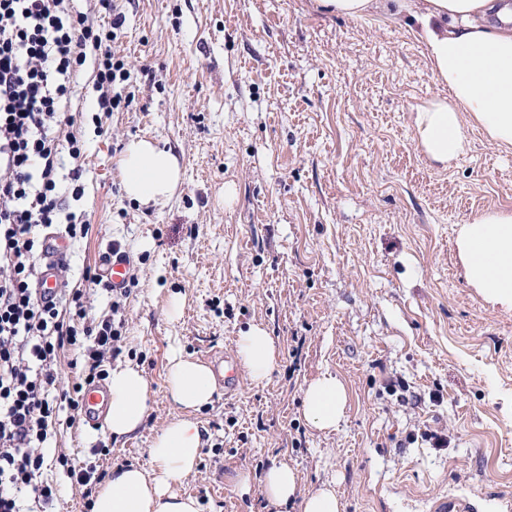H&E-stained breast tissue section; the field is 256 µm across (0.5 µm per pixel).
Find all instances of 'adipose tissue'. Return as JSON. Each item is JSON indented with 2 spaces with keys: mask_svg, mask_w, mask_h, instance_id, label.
Wrapping results in <instances>:
<instances>
[{
  "mask_svg": "<svg viewBox=\"0 0 512 512\" xmlns=\"http://www.w3.org/2000/svg\"><path fill=\"white\" fill-rule=\"evenodd\" d=\"M349 18L383 15L408 17L422 29L426 57L435 80L447 87L413 112L415 141L432 160L448 165L469 150L466 123L483 129L500 147L512 149V0H317ZM126 196L142 205H159L175 191L181 169L172 151L149 140H134L121 159ZM458 249L469 283L491 301L512 308V210L492 209L463 224ZM237 354L253 381L268 378L278 363L274 339L260 325L237 341ZM166 391L181 416L153 440L151 468L113 470L93 496L91 512H201L199 502L175 492L195 468L203 446L196 423L184 410L211 404L217 390L210 367L181 354L170 359ZM107 413L113 436L142 424L152 390L138 367L119 366L109 378ZM347 391L333 374L310 382L303 391V416L315 429H335L345 414ZM263 485L278 507L300 512H340L335 488L324 486L298 497V479L288 462L272 464Z\"/></svg>",
  "mask_w": 512,
  "mask_h": 512,
  "instance_id": "adipose-tissue-1",
  "label": "adipose tissue"
}]
</instances>
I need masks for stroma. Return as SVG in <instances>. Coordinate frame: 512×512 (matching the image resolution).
<instances>
[{
	"label": "stroma",
	"instance_id": "1",
	"mask_svg": "<svg viewBox=\"0 0 512 512\" xmlns=\"http://www.w3.org/2000/svg\"><path fill=\"white\" fill-rule=\"evenodd\" d=\"M116 5L112 48L131 65L132 103L94 126L84 68L62 128L85 143L72 209L91 223L70 249V284L84 287L112 244L130 255L138 283L118 362L138 365L154 394L119 439L62 419L48 458L79 466L102 444L104 471L150 467L152 440L177 414L170 358L236 356L240 333L260 324L281 354L270 376L242 375L232 395L187 413L207 442L176 490L202 512H280L262 483L279 461L297 469L300 492L332 484L341 512H430L481 492V512H500L512 495V310L468 284L455 241L468 219L512 209V150L472 124L452 166L417 148L412 114L445 89L409 19L344 18L317 0ZM138 138L179 159L165 204L123 191L119 160ZM325 372L348 393L331 432L302 413L305 386ZM44 477L55 512H89L62 467Z\"/></svg>",
	"mask_w": 512,
	"mask_h": 512
}]
</instances>
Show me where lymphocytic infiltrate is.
I'll return each mask as SVG.
<instances>
[{
    "mask_svg": "<svg viewBox=\"0 0 512 512\" xmlns=\"http://www.w3.org/2000/svg\"><path fill=\"white\" fill-rule=\"evenodd\" d=\"M97 2L111 13L110 26L95 27L74 0H0V512H22L25 495L37 512H51L56 493L43 477L44 450L59 414L79 411L84 384L105 379L106 363L122 353L120 301L90 322L88 290L64 287L46 301L35 288L47 232L74 243L90 230L68 206L84 194L83 146L60 134L74 76L92 64L101 111L129 106L121 87L131 71L111 48L124 20L113 0ZM64 152L74 162L65 175ZM67 346L87 370L84 383L68 389L57 368Z\"/></svg>",
    "mask_w": 512,
    "mask_h": 512,
    "instance_id": "obj_1",
    "label": "lymphocytic infiltrate"
}]
</instances>
